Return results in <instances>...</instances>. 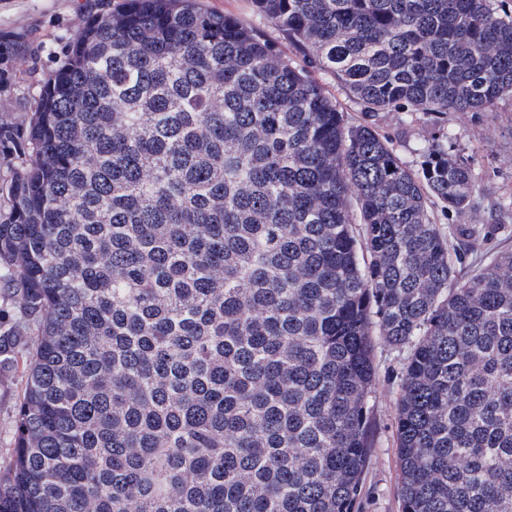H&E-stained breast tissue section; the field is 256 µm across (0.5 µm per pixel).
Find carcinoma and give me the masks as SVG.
<instances>
[{"instance_id": "carcinoma-1", "label": "carcinoma", "mask_w": 512, "mask_h": 512, "mask_svg": "<svg viewBox=\"0 0 512 512\" xmlns=\"http://www.w3.org/2000/svg\"><path fill=\"white\" fill-rule=\"evenodd\" d=\"M373 118L512 99V0H253ZM412 168L198 0L88 15L0 182V512H358L404 353L401 512H512V251L448 130ZM21 369L1 366L0 372V471L3 472L11 448L17 395L21 390Z\"/></svg>"}]
</instances>
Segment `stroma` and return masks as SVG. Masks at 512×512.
I'll use <instances>...</instances> for the list:
<instances>
[{"mask_svg": "<svg viewBox=\"0 0 512 512\" xmlns=\"http://www.w3.org/2000/svg\"><path fill=\"white\" fill-rule=\"evenodd\" d=\"M119 0H0V122L24 126L34 111L40 91L68 55L88 11H106ZM208 11L230 14L247 27L275 42L297 64H305L300 50L285 32L257 12L252 0H201ZM378 132L388 137L409 166L419 162L417 148L440 125L457 153L473 157L476 177L474 210L449 215L452 224H490L491 245L476 243L468 260L479 261L488 250L512 249V210L503 205L512 197V100L505 99L491 112H455L447 121L417 114L402 120L391 113L374 119ZM397 351L385 343L375 350L374 452L366 472L369 493L366 512H400L397 496L399 471L395 435L396 403L400 392ZM21 372L0 369V470L12 444Z\"/></svg>", "mask_w": 512, "mask_h": 512, "instance_id": "obj_1", "label": "stroma"}]
</instances>
